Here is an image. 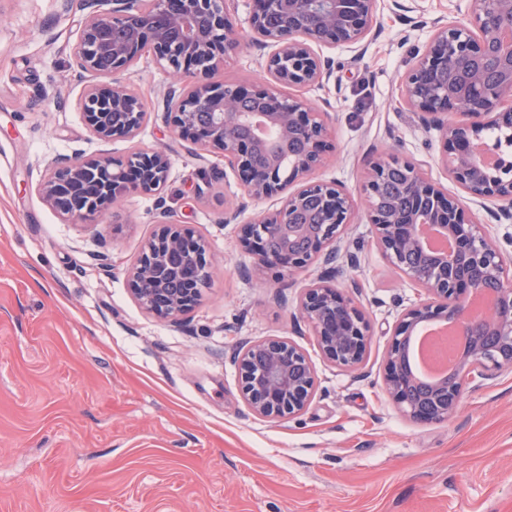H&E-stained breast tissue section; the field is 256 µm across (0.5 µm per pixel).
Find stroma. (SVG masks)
Here are the masks:
<instances>
[{"mask_svg":"<svg viewBox=\"0 0 512 512\" xmlns=\"http://www.w3.org/2000/svg\"><path fill=\"white\" fill-rule=\"evenodd\" d=\"M469 5L381 0L361 48L329 49V80L281 87L329 114L334 149L313 178L350 191L355 216L333 265L257 280L244 274L239 228L279 201H243L220 149L171 133L170 78L152 56L119 75L149 113L140 134L98 140L69 67L80 12L0 0V512H512V372L468 385L458 411L430 424L382 389L388 342L419 290L388 265L360 195L369 162L391 153L463 197L438 131L422 128L400 87L434 22ZM228 10L241 45L220 78L259 79L271 49L249 28L251 0ZM138 147L168 152L165 186L97 223H67L38 194L43 158ZM163 210L211 258L199 304L176 321L145 312L125 276ZM328 271L371 320L356 370L325 360L298 313L303 288ZM272 338L300 346L317 374L311 403L289 419L256 415L239 388V344Z\"/></svg>","mask_w":512,"mask_h":512,"instance_id":"35a3bbf8","label":"stroma"}]
</instances>
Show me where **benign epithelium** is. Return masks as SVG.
I'll return each instance as SVG.
<instances>
[{
    "label": "benign epithelium",
    "instance_id": "1",
    "mask_svg": "<svg viewBox=\"0 0 512 512\" xmlns=\"http://www.w3.org/2000/svg\"><path fill=\"white\" fill-rule=\"evenodd\" d=\"M252 31L274 47L265 77L249 83L215 80L224 58L240 41L226 0H62L81 12L72 48L73 67L88 79L82 112L101 140L135 139L147 120L140 97L126 85L101 82L129 70L144 53L164 68L191 78L163 95L162 120L173 134L204 148L217 147L237 173L245 195H282L279 208L241 225L239 243L253 259L251 273L275 269L283 276L309 268L319 258L336 259L335 243L351 223V193L337 182L314 181L330 148L329 113L301 99L284 97L278 85L311 87L331 74L315 47L363 43L377 20L378 0H253ZM512 0H472L463 21L436 27L408 69L404 102L421 124L438 130L447 146L449 175L473 198L502 201L512 217V165L491 166L485 154L498 141L482 133L512 127ZM401 167L407 180L398 199L381 187ZM48 177L39 194L61 218L93 224L131 192L155 193L168 178V156L139 150L120 159L75 153L46 161ZM376 243L388 262L424 298L405 311L386 351L384 388L415 423L448 419L465 386L512 371V254L492 239L475 212L448 196L418 165L396 156L370 164L363 185ZM320 196V224H298L307 198ZM156 221L155 234L129 268L130 292L149 313L175 319L201 299L200 282L210 265L207 242L191 227ZM435 231L452 240L445 255L427 252L422 237ZM493 286L494 306L471 313L459 328L469 345L458 366L433 384L408 366V344L428 322L459 317L469 298ZM299 313L322 356L344 369L365 357L371 324L345 290L321 278L304 289ZM242 396L256 414L285 419L300 414L315 393L316 372L297 345L269 339L242 344L234 356Z\"/></svg>",
    "mask_w": 512,
    "mask_h": 512
}]
</instances>
